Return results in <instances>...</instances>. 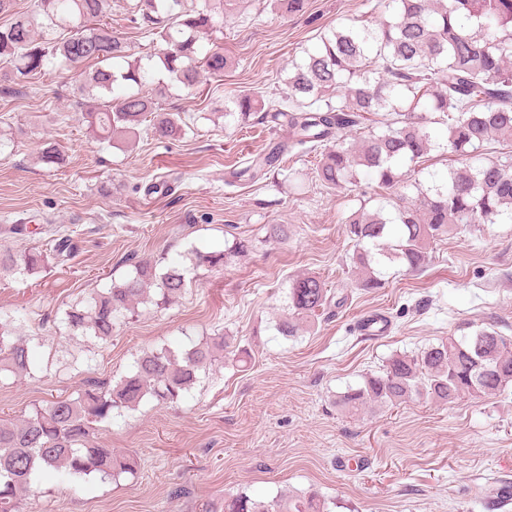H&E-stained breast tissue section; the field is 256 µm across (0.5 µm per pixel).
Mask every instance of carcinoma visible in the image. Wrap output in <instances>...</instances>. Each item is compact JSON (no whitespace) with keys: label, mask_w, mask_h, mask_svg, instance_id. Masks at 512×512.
Here are the masks:
<instances>
[{"label":"carcinoma","mask_w":512,"mask_h":512,"mask_svg":"<svg viewBox=\"0 0 512 512\" xmlns=\"http://www.w3.org/2000/svg\"><path fill=\"white\" fill-rule=\"evenodd\" d=\"M107 0H34L26 14L0 26V91L16 75L44 74L61 66L90 67L72 104L99 141L112 143L139 133L146 120L163 137L185 133L178 112H165L142 88L160 70L170 83L194 87L202 72L219 75L227 60L214 50L202 53L199 34L217 27L224 0L200 10H186L183 0H137L133 23L161 42L158 66L130 60L125 43L100 23ZM392 18L376 27L333 30L321 44L305 51L288 79V96L263 99L256 94L233 97L224 104L227 116L246 121L259 113L288 126L283 154L294 148L322 154L318 178L326 188L357 184L360 173L376 178L389 195L392 210L366 205L349 215L345 232L354 243L356 287H382L385 262L410 273L424 271L431 244L448 235L451 225L463 230L482 224H512V155L481 156L492 138L512 145V0H382ZM57 33L37 39V29ZM202 66H197L199 56ZM338 92L334 101L329 93ZM435 112L447 126L442 145L409 112ZM379 116L380 131L361 139L339 138L360 129L367 115ZM462 160L447 175L431 174V185L416 198L398 193L402 168L416 164L440 147ZM275 161L267 154L251 161L241 176L260 179ZM238 240L225 250L191 253L196 268L221 267L249 251ZM69 239L56 240L51 250L37 247L13 252L0 249V276H30L62 259ZM188 268L138 262L127 274L87 304L67 312V325L98 340L112 337L120 318L141 304L158 308L187 286ZM325 283L316 276L289 280L288 318L276 329L285 337L328 304ZM224 337L205 340L178 354L168 347L140 355L131 373L111 387H89L34 408L18 422L0 423V512H24L25 497L43 471L62 483L90 476L113 479L134 473V463L97 442L92 424L115 413L134 410L151 398L174 404L191 391L202 371L224 349ZM35 347L0 320V374L19 376L35 363ZM512 383V340L491 326L472 335L453 336L414 354H396L362 385L348 388L336 404L358 415L375 404L398 405L415 395L453 403L464 395L491 394ZM224 512H327L315 493L303 499L280 494L271 500L241 493L224 501Z\"/></svg>","instance_id":"cac0c4a2"}]
</instances>
